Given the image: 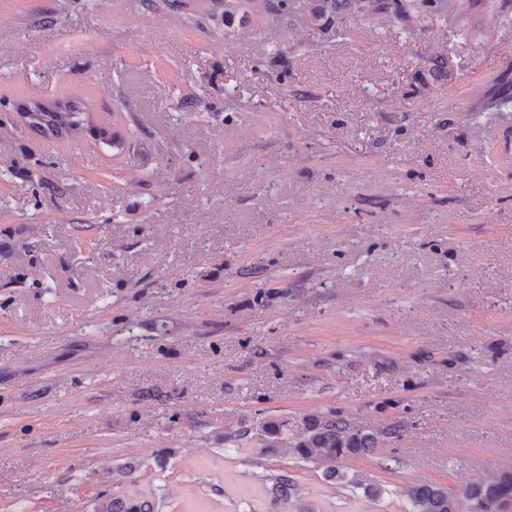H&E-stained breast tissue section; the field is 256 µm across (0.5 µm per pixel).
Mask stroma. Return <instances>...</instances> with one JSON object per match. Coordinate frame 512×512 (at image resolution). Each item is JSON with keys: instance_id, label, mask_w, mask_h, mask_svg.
Listing matches in <instances>:
<instances>
[{"instance_id": "1", "label": "stroma", "mask_w": 512, "mask_h": 512, "mask_svg": "<svg viewBox=\"0 0 512 512\" xmlns=\"http://www.w3.org/2000/svg\"><path fill=\"white\" fill-rule=\"evenodd\" d=\"M270 2L0 0V512H269L283 473L284 512H404L512 464V0ZM313 417L381 434L343 463L380 499L292 454ZM438 0H311L316 2L310 7L308 18L311 26L321 29L330 20L358 21L366 18L383 20L393 10L409 11L420 8L439 9L438 5H427ZM83 102L73 97H64L55 102L54 108L63 112L38 111L29 114L28 126L36 132L56 138H68L81 127L83 119ZM93 512H155L154 504L146 496H114L95 504Z\"/></svg>"}]
</instances>
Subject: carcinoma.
<instances>
[{
    "mask_svg": "<svg viewBox=\"0 0 512 512\" xmlns=\"http://www.w3.org/2000/svg\"><path fill=\"white\" fill-rule=\"evenodd\" d=\"M440 10L461 13L477 6L483 0H439ZM430 0H314L308 9L311 26L320 28L330 20L358 21L366 18L382 20L392 11L429 8ZM485 3V2H483ZM490 7V3H485ZM83 102L64 97L50 111L29 114L28 126L36 132L56 138H68L82 125ZM380 437L356 428L343 420L311 419L300 437L293 443V453L305 462L327 460L335 467L326 471L328 480L363 489L372 499L381 497L383 487L365 483L340 467L349 458L367 454L379 447ZM290 479L275 477L269 493L271 512H281L288 500ZM93 512H155L154 504L146 496H112L100 501ZM403 512H512V466L499 470L491 480L475 479L457 489L432 482L416 483L407 494Z\"/></svg>",
    "mask_w": 512,
    "mask_h": 512,
    "instance_id": "1",
    "label": "carcinoma"
}]
</instances>
